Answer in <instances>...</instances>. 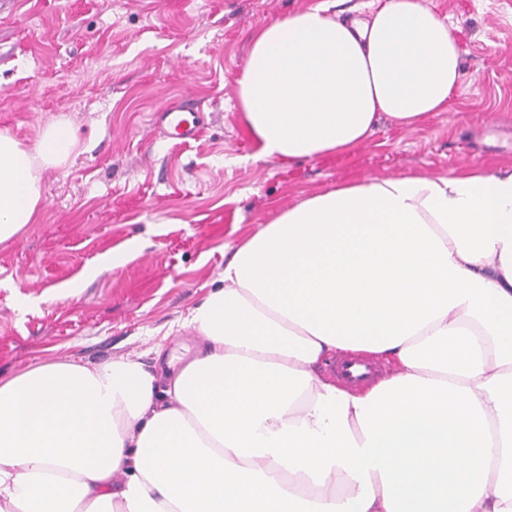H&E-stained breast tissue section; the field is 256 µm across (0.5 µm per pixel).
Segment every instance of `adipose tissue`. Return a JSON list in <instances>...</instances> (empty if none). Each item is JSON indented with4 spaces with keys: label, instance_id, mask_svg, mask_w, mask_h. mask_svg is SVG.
<instances>
[{
    "label": "adipose tissue",
    "instance_id": "1",
    "mask_svg": "<svg viewBox=\"0 0 512 512\" xmlns=\"http://www.w3.org/2000/svg\"><path fill=\"white\" fill-rule=\"evenodd\" d=\"M261 24L237 109L261 156L351 153L447 111L462 78L421 0ZM76 149L0 132V243ZM180 370L49 359L0 381V512H512V170L336 184L230 246ZM390 371L340 385L325 359Z\"/></svg>",
    "mask_w": 512,
    "mask_h": 512
}]
</instances>
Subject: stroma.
Listing matches in <instances>:
<instances>
[{"label":"stroma","instance_id":"35a3bbf8","mask_svg":"<svg viewBox=\"0 0 512 512\" xmlns=\"http://www.w3.org/2000/svg\"><path fill=\"white\" fill-rule=\"evenodd\" d=\"M316 0H0V131L34 146L63 117L78 142L43 171L38 223L0 243V379L47 359L88 365L155 347L182 363L183 326L224 270V246L339 182L512 165V0H423L454 25L452 107L382 121L352 155L256 159L237 112L249 37ZM183 104L197 139L161 132ZM131 251L117 268L105 254Z\"/></svg>","mask_w":512,"mask_h":512}]
</instances>
